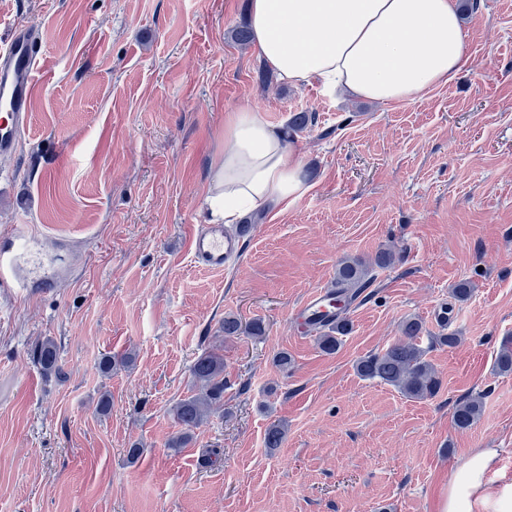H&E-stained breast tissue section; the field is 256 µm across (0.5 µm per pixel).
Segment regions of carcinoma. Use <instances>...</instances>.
I'll return each instance as SVG.
<instances>
[{
    "instance_id": "carcinoma-1",
    "label": "carcinoma",
    "mask_w": 512,
    "mask_h": 512,
    "mask_svg": "<svg viewBox=\"0 0 512 512\" xmlns=\"http://www.w3.org/2000/svg\"><path fill=\"white\" fill-rule=\"evenodd\" d=\"M393 256L388 251L376 255L370 264L359 258L341 260L332 283L336 300L341 302L338 310L348 308L359 296L363 288L373 280L372 265L391 264ZM349 329L345 317L336 318V324L318 336L319 348L327 353H336L342 343L341 336ZM423 324L417 319H409L401 327V336L384 351L371 353L359 358L355 364L357 374L367 379H378L399 390L404 396L413 399L432 398L441 388V380L434 367L425 359L426 350L419 344ZM34 359L40 367L50 372L58 369L59 353L51 339L43 341ZM496 369L501 373L512 372V344L502 346L496 359ZM192 377L197 393L177 402L171 413L183 431L171 437L169 447L176 450L185 447L191 431L204 424L212 407L224 400V357L215 350L199 355L192 366ZM482 410V396H469L459 401L453 411V421L457 428L467 429L479 418Z\"/></svg>"
}]
</instances>
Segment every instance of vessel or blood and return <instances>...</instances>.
Listing matches in <instances>:
<instances>
[{
	"instance_id": "1",
	"label": "vessel or blood",
	"mask_w": 512,
	"mask_h": 512,
	"mask_svg": "<svg viewBox=\"0 0 512 512\" xmlns=\"http://www.w3.org/2000/svg\"><path fill=\"white\" fill-rule=\"evenodd\" d=\"M42 43L22 25H12L0 43V155L16 153L28 125L32 94L38 84ZM242 234L225 232L223 225L207 224L193 235L190 253L196 264L220 269L242 251ZM294 314L305 328L336 320V304L329 289L309 293Z\"/></svg>"
}]
</instances>
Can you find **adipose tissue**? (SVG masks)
I'll return each mask as SVG.
<instances>
[{
  "instance_id": "ef3b65f1",
  "label": "adipose tissue",
  "mask_w": 512,
  "mask_h": 512,
  "mask_svg": "<svg viewBox=\"0 0 512 512\" xmlns=\"http://www.w3.org/2000/svg\"><path fill=\"white\" fill-rule=\"evenodd\" d=\"M258 57L292 84L323 83L341 97L396 104L426 96L463 63L464 32L453 0H249ZM310 189L299 156L256 110L224 122V155L210 175L211 220L244 210L279 212ZM494 449L460 467L442 512H512V484L492 487Z\"/></svg>"
}]
</instances>
